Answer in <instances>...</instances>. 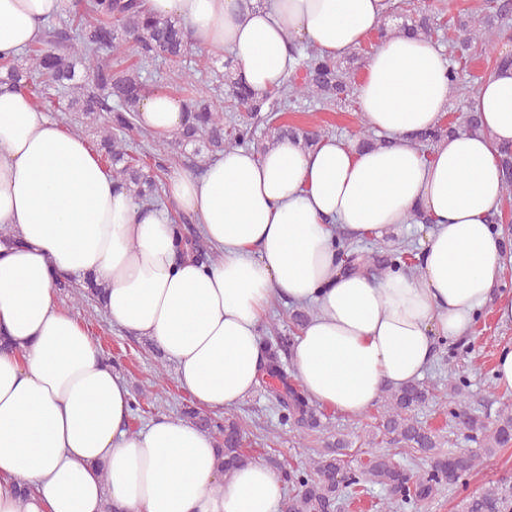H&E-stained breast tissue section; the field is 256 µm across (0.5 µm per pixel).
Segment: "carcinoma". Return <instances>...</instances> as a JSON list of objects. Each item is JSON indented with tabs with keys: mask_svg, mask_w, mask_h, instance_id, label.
<instances>
[{
	"mask_svg": "<svg viewBox=\"0 0 512 512\" xmlns=\"http://www.w3.org/2000/svg\"><path fill=\"white\" fill-rule=\"evenodd\" d=\"M142 2L73 0L69 9L72 22L48 23L39 45L0 67V83L24 92L38 110L72 112L73 125L88 122L97 126L99 141L95 152L112 171V179L139 203L161 201L153 169L164 168L169 153L177 149L192 147L187 156L192 166L236 147H251L263 154L283 137L294 140L304 150H311L327 137V132L323 129L299 132L279 125L282 112L301 100L315 101L330 109L354 97L349 70L352 65L364 62L359 47L341 60L321 55L312 45L303 49L294 43L297 69L304 77L299 81L288 76L279 87L260 94L251 88L228 55L224 58V70L211 69L224 82L225 101L206 95L197 88L195 72L181 69L175 77L182 81L181 100L188 121L171 138L158 142L151 165L129 153L127 140L119 133L141 132L137 113L141 102L153 90L142 80L138 68L115 70L112 58H120L132 47L142 63L160 58L178 66L191 51L192 42L184 23L148 14ZM397 8L404 17L403 22L390 30L380 25V37L387 39L403 34L431 41L439 31L440 16L451 11L446 0H400ZM485 9L483 23L460 24L459 39L448 43L450 92L464 99L474 93V88L467 85L461 63L474 51L493 50L499 43L512 40V0H486ZM458 111L461 115L457 122L440 124L416 135L422 150L449 135H473L481 131L477 113L465 104ZM262 128L269 131L265 139L258 136ZM499 165L505 196L509 198L512 196V147L501 149ZM193 223L192 217L180 216L174 225L176 239L184 255L209 264L216 256L191 227ZM339 254L346 269L366 265L383 274L398 266L410 271L417 267L415 254L407 247L364 254L353 250L343 236ZM268 332L277 339L276 345L268 350V366L274 371L279 365L284 338L275 325ZM468 388L467 380L458 378L448 393L449 414L469 432V440L478 446V451L439 453L438 448L442 447L439 435L413 415L415 408L428 399L429 385L412 382L403 387H390L384 390L380 432L390 436V442L402 443L432 459L429 468L410 473L390 456L380 455L365 469L357 471L343 459L340 449L346 443L339 438L336 454L315 457L302 471L284 472V482L291 485L292 494L283 503L282 512H336L341 495L351 486L362 490L378 486L386 491V496L375 503L378 512H392L396 506L405 512H419L422 504L442 487L457 484L475 470L481 454H491L512 443V407L502 409L490 426L469 411ZM273 397L284 421L309 430L319 427L313 404L304 392L285 386L273 392ZM184 414L205 429L218 431L217 465L224 476H231L235 469L250 462L243 448L240 425L234 417H226L219 424L188 405ZM459 512H512V484L504 480L488 483L475 495L462 500Z\"/></svg>",
	"mask_w": 512,
	"mask_h": 512,
	"instance_id": "obj_1",
	"label": "carcinoma"
}]
</instances>
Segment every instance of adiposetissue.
Segmentation results:
<instances>
[{
	"label": "adipose tissue",
	"mask_w": 512,
	"mask_h": 512,
	"mask_svg": "<svg viewBox=\"0 0 512 512\" xmlns=\"http://www.w3.org/2000/svg\"><path fill=\"white\" fill-rule=\"evenodd\" d=\"M391 0H145L181 19L195 46L232 54L257 92L297 65L290 42L341 58L390 13ZM69 0H0V61L20 55ZM448 59L434 43L395 37L369 57L355 99L385 146L323 139L301 151L282 139L265 155L239 147L202 175L172 171L164 207L146 208L113 181L86 141L0 87V512H280L284 487L265 464L224 477L215 440L159 415L131 431L133 398L79 320L55 303L63 278L107 286L112 325L148 337L177 365L201 407L249 398L266 366L263 338L275 298L313 306L292 350L311 400L357 418L383 390L422 377L438 342L468 334L499 275L512 265L490 216L504 196L498 149L512 143V69L469 101L476 135L421 153L418 132L448 107ZM187 120L181 100L146 98L138 125L165 138ZM196 217L217 258L178 254L174 216ZM417 273L343 270L339 237L386 238L415 214ZM26 483L27 496L16 493Z\"/></svg>",
	"instance_id": "obj_1"
}]
</instances>
